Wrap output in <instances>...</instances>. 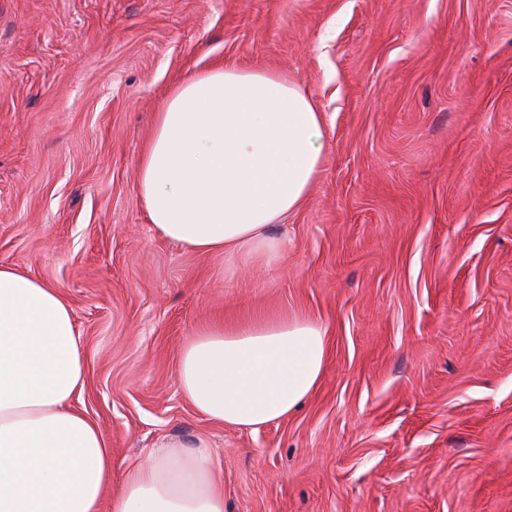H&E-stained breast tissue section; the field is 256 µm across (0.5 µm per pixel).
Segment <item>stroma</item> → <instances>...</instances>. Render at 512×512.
<instances>
[{
	"instance_id": "1",
	"label": "stroma",
	"mask_w": 512,
	"mask_h": 512,
	"mask_svg": "<svg viewBox=\"0 0 512 512\" xmlns=\"http://www.w3.org/2000/svg\"><path fill=\"white\" fill-rule=\"evenodd\" d=\"M220 63L324 117L269 267L167 241L138 192L156 112ZM0 264L68 298L113 490L205 435L224 512H512V0H0ZM292 313L328 337L296 410L191 407L188 339Z\"/></svg>"
}]
</instances>
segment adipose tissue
I'll use <instances>...</instances> for the list:
<instances>
[{"label":"adipose tissue","instance_id":"1","mask_svg":"<svg viewBox=\"0 0 512 512\" xmlns=\"http://www.w3.org/2000/svg\"><path fill=\"white\" fill-rule=\"evenodd\" d=\"M322 114L280 73L223 66L176 86L139 161L162 237L242 263H277L270 232L306 201L324 154ZM324 327L300 315L214 323L184 345L181 391L205 418L256 429L288 415L326 365ZM85 385L63 291L0 265V512H224L206 438L170 439L110 495L112 450L72 403Z\"/></svg>","mask_w":512,"mask_h":512}]
</instances>
